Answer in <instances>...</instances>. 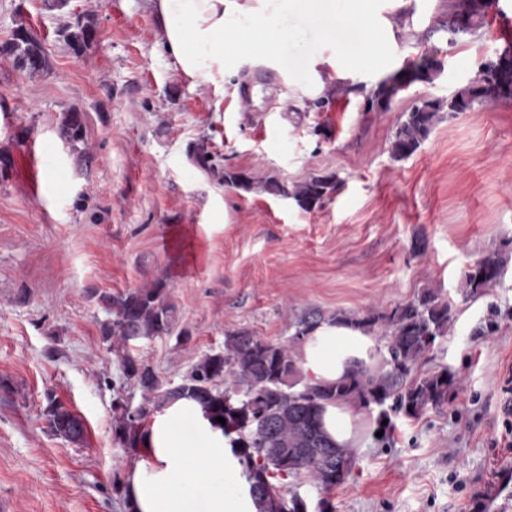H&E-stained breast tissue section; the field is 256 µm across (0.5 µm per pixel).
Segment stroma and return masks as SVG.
<instances>
[{"label": "stroma", "mask_w": 512, "mask_h": 512, "mask_svg": "<svg viewBox=\"0 0 512 512\" xmlns=\"http://www.w3.org/2000/svg\"><path fill=\"white\" fill-rule=\"evenodd\" d=\"M448 40L454 0H280L286 37L275 66L255 70L267 97L243 105L237 76L199 87L175 71L145 0H0V44L18 27L41 43L48 69L31 76L0 55V502L9 512H125L115 478L134 454L112 437V403L130 395L101 341L96 293L167 275L187 343L163 336L133 349L180 382L224 333L287 340L296 315L387 312L434 288L452 331L422 372L460 381L442 408L360 412L357 460L331 494L335 512H512V100L441 113L412 156L389 152L399 115L447 100L512 40V0ZM91 16L83 55L62 31ZM329 17L322 26L321 17ZM442 67L387 112L363 113L361 89L423 58ZM344 86L329 111L305 103ZM84 115L86 158L59 135ZM204 144L209 173L192 151ZM301 182L337 175L323 207L300 209L257 187H225L221 172ZM505 261L477 298L459 290L488 253ZM27 293L29 300L14 298ZM85 421L84 446L52 435L43 391Z\"/></svg>", "instance_id": "35a3bbf8"}]
</instances>
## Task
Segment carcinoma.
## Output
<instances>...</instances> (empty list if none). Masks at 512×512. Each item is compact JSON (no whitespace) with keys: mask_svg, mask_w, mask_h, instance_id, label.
I'll list each match as a JSON object with an SVG mask.
<instances>
[{"mask_svg":"<svg viewBox=\"0 0 512 512\" xmlns=\"http://www.w3.org/2000/svg\"><path fill=\"white\" fill-rule=\"evenodd\" d=\"M485 0H456L454 16L448 25L451 41L467 33L482 16ZM465 27H456L458 20ZM96 37L92 21L77 22L64 30L69 47L77 53L89 49ZM0 54L9 56L31 75L47 69L41 43L34 37L15 36L0 45ZM511 48L483 64L479 75L457 90L447 103L424 99L402 113L390 152L394 159L413 155L430 135L439 112H467L477 106L512 100ZM38 58L32 65L21 59ZM440 71L438 62L424 59L381 80L364 95L362 111L387 112L404 91L402 77L409 82L429 83ZM240 95L247 109L253 108V81L249 71L240 73ZM84 116L77 111L63 113L59 135L71 145L83 140ZM227 187L249 191L253 176L244 170H224ZM334 175L311 176L288 185L276 179L265 181L264 190L294 200L304 210L321 207L339 190ZM504 263L499 254H489L465 271L460 290L466 297L483 293L497 283ZM97 302L107 313L100 323L102 342L119 361L124 380L139 392L134 408L118 397L112 404V434L122 447L140 452L146 421L151 414L181 398L197 401L212 420L222 417L225 427L237 435L236 453L252 480V494L258 512H309L307 500L284 488L302 476L309 478L319 498L317 512H333L326 494L345 482L355 465L353 448H338L323 434L319 414L326 402L349 404L356 408L375 405L380 408L377 422L389 419L391 409L417 417L430 407L448 401V392L459 384L457 376L446 369L428 375L415 374L437 338L447 335L454 324L451 305L440 292L426 290L416 298L388 313L369 310L363 315L336 312L329 315L319 309L303 312L291 324L293 333L284 343L266 342L244 328L224 334V350L198 359L178 384L163 381L149 363L132 355L130 342L161 336H176L183 343L190 330L180 326L177 307L172 301L169 283L158 278L145 288L117 294L101 293ZM345 320L377 335L382 348L372 364L361 362L350 379L334 386L310 382L299 365V351L306 337L325 321ZM42 415L49 431L74 445L86 441L84 420L71 411L50 389L44 392Z\"/></svg>","mask_w":512,"mask_h":512,"instance_id":"cac0c4a2","label":"carcinoma"}]
</instances>
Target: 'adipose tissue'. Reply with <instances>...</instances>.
I'll list each match as a JSON object with an SVG mask.
<instances>
[{
  "label": "adipose tissue",
  "mask_w": 512,
  "mask_h": 512,
  "mask_svg": "<svg viewBox=\"0 0 512 512\" xmlns=\"http://www.w3.org/2000/svg\"><path fill=\"white\" fill-rule=\"evenodd\" d=\"M277 0H147L171 57L173 68L194 85H221L227 68L224 34L259 27L276 36ZM375 336L343 323H324L305 340L301 367L312 382L331 385L348 376L355 361L368 360ZM192 416L194 437L185 445L175 420ZM357 412L346 405L325 404L320 420L337 446L354 443ZM147 460L126 475L129 512H257L250 482L232 451V435L206 418L201 406L183 398L152 415L146 429ZM220 481H208L210 473ZM204 484L203 497L192 489Z\"/></svg>",
  "instance_id": "adipose-tissue-1"
}]
</instances>
